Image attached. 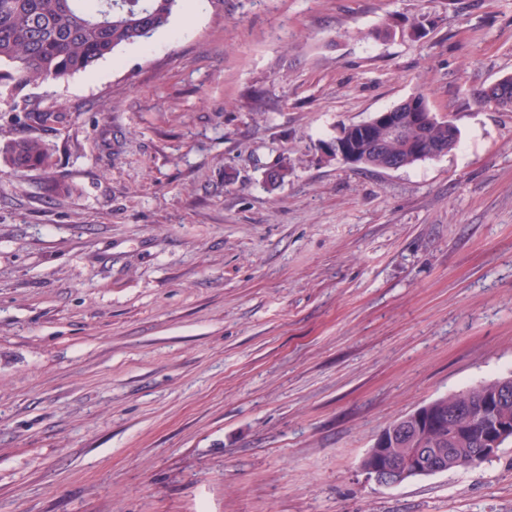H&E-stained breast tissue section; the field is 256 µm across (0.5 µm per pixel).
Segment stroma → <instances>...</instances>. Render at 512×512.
<instances>
[{
  "label": "stroma",
  "mask_w": 512,
  "mask_h": 512,
  "mask_svg": "<svg viewBox=\"0 0 512 512\" xmlns=\"http://www.w3.org/2000/svg\"><path fill=\"white\" fill-rule=\"evenodd\" d=\"M507 75L512 0H201L0 94V512H512V444L360 467L512 374V112L472 96ZM420 91L453 151L330 156ZM22 135L52 176L9 167ZM352 126H348L344 131H341L338 135V139H336V153L348 164L355 165L359 163L358 154L355 151H352L349 147V141L353 138L352 136L355 133V130L351 132ZM336 153L331 154L332 157H336ZM366 160L362 161L357 165V167L372 169V170H383L381 168L382 165L385 164L383 159L373 157L371 155L365 156Z\"/></svg>",
  "instance_id": "obj_1"
}]
</instances>
